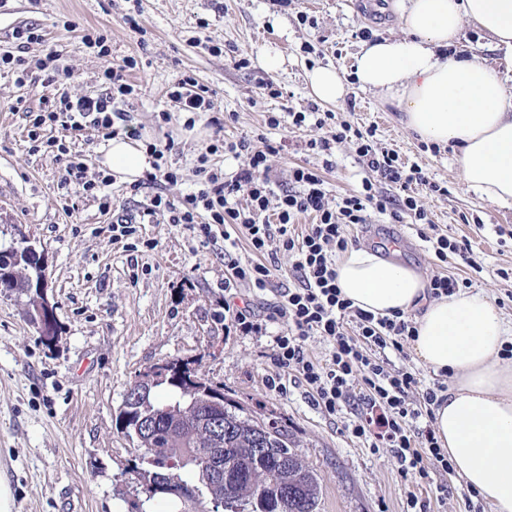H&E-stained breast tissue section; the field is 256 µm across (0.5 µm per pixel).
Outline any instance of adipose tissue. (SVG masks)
Wrapping results in <instances>:
<instances>
[{"mask_svg":"<svg viewBox=\"0 0 512 512\" xmlns=\"http://www.w3.org/2000/svg\"><path fill=\"white\" fill-rule=\"evenodd\" d=\"M403 34L368 44L356 56L361 87L402 113L405 128L436 145H453L468 190L512 204V0H398ZM485 34L501 59L459 55L466 28ZM102 164L132 182L150 167L144 149L109 141ZM337 284L355 306L385 316H415L416 359L450 374L433 427L456 474L492 512H512V343L490 296L460 291L431 298L415 270L352 247L336 262Z\"/></svg>","mask_w":512,"mask_h":512,"instance_id":"ef3b65f1","label":"adipose tissue"}]
</instances>
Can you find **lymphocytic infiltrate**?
I'll return each mask as SVG.
<instances>
[{
    "instance_id": "obj_1",
    "label": "lymphocytic infiltrate",
    "mask_w": 512,
    "mask_h": 512,
    "mask_svg": "<svg viewBox=\"0 0 512 512\" xmlns=\"http://www.w3.org/2000/svg\"><path fill=\"white\" fill-rule=\"evenodd\" d=\"M137 66L128 58L124 66L106 68L102 74L105 90L98 96L54 100L44 98L38 111H26L27 139L32 152H46L65 161L63 186L76 194L97 200L102 212L112 209L108 188L110 176H88L71 142L81 137L86 126L112 137L116 121L125 120V103L136 93L128 71ZM335 115L319 107L292 115L293 125L313 122L316 128L331 127L330 137L310 140L309 150L330 154L333 144L345 141L355 147L356 157L370 176L359 190L338 200H330L318 165L305 164L290 171L292 190L276 193L270 176V156L281 151L279 143L248 134L209 145V154L224 152L245 157V168L235 174L221 168L198 166V180L181 204L159 193L160 184H176L177 169L165 158L168 146L147 143L153 168L137 182V189L151 190L147 215L168 216L171 223L184 226L203 242L224 239V257L230 271L224 279V333L228 336L266 334L269 325H278L274 336L271 390L283 393L282 379L292 372L305 386L311 402L330 416L351 412L347 426L355 438L372 448L391 449L404 475L426 478L433 469L451 471L447 449L441 448L431 425L432 407L441 402L442 383L423 384L406 366L391 364L389 351H401L402 342L416 334L412 316L397 312L377 316L353 305L336 283V255L346 251L351 239L348 229L369 223L376 214L389 215L395 223H428L429 217L417 196L418 190L440 192L423 170L406 164L398 153L374 146L372 129H356L335 124ZM65 137H55V128ZM311 224L299 225L300 217ZM246 244L248 260L235 251ZM291 255L298 285L281 291L268 312H255L250 299H237L234 290L248 286L253 292L268 290L277 266L278 253ZM328 343L332 354L328 363L312 359L309 339Z\"/></svg>"
}]
</instances>
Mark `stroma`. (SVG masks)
Instances as JSON below:
<instances>
[{"label":"stroma","mask_w":512,"mask_h":512,"mask_svg":"<svg viewBox=\"0 0 512 512\" xmlns=\"http://www.w3.org/2000/svg\"><path fill=\"white\" fill-rule=\"evenodd\" d=\"M135 17L138 30L126 25ZM36 26L44 44L30 45L29 62L56 54L60 81L39 78L17 84L0 73V250L21 238L45 255L47 295L58 336L52 346L39 339L25 314V296L0 293V476L8 479L12 512H131L136 485L125 469L135 456L116 417L128 387L151 365L192 360L200 374L245 409L272 414L288 425L303 461L321 478L320 512H403L408 493L426 501L427 512H467L473 492L456 474L431 471L428 479L403 478L390 449L371 448L345 430L348 415L331 417L312 405L304 386L287 393L269 390L266 373L273 353L271 335L224 334V243L201 242L183 226L145 210L150 190L113 181V213L92 198L65 209L57 185L64 166L53 155L32 153L17 100L38 110L47 95L71 98L103 91L105 67L135 58L129 79L137 86L128 104L127 129L145 140L172 142L167 159L183 179L163 185L177 200L195 178L198 159L217 134L265 135L283 145L269 159L276 190L290 189L291 166L309 161L305 144L318 129L281 125L269 115L306 110L315 101L308 74L334 67L346 95L333 110L337 121L373 127L377 148L394 150L419 166L445 194L420 200L439 231L468 240L471 264L448 270L469 278L472 290L490 294L512 321V205L491 203L467 190L450 147L426 144L400 122L399 109L362 88L353 58L366 40L402 33L394 0L375 13L353 0H10L0 12V54L16 52L15 28ZM106 36L108 56L87 47L85 30ZM284 59L267 69L265 49ZM249 60L235 63L237 55ZM190 72L214 94L215 112L188 116L167 91ZM274 83L280 97L270 96ZM170 113L162 121L161 113ZM220 126H213L212 118ZM324 171L329 198L360 187L368 172L351 144L335 146ZM141 218L137 263L128 246L105 230L113 215ZM407 246L387 258L431 277L432 252L416 225L403 223Z\"/></svg>","instance_id":"obj_1"}]
</instances>
